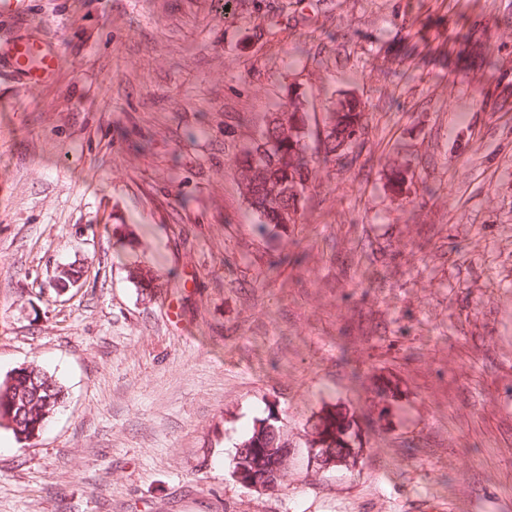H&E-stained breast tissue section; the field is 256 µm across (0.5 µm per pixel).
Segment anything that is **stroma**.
<instances>
[{
	"instance_id": "1",
	"label": "stroma",
	"mask_w": 512,
	"mask_h": 512,
	"mask_svg": "<svg viewBox=\"0 0 512 512\" xmlns=\"http://www.w3.org/2000/svg\"><path fill=\"white\" fill-rule=\"evenodd\" d=\"M468 2L36 0L64 65L0 77V379L67 399L0 427V512H512V0ZM289 83L371 136L262 231L235 159ZM270 419L297 461L260 494L232 459ZM65 399L63 386L39 365L20 367L0 379V427L25 444L40 435Z\"/></svg>"
}]
</instances>
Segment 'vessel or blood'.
<instances>
[{"label":"vessel or blood","mask_w":512,"mask_h":512,"mask_svg":"<svg viewBox=\"0 0 512 512\" xmlns=\"http://www.w3.org/2000/svg\"><path fill=\"white\" fill-rule=\"evenodd\" d=\"M34 0H0V73L18 85H45L62 65L55 41L33 20Z\"/></svg>","instance_id":"obj_1"}]
</instances>
